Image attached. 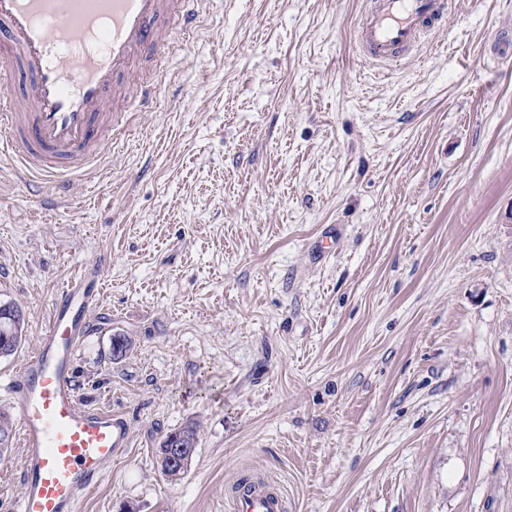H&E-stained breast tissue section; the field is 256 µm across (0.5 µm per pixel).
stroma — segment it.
<instances>
[{"mask_svg": "<svg viewBox=\"0 0 512 512\" xmlns=\"http://www.w3.org/2000/svg\"><path fill=\"white\" fill-rule=\"evenodd\" d=\"M368 7L209 0L65 204L0 156V303L27 336L0 378L105 261L75 372L131 453L78 512H225L249 471L295 512H512V0H453L389 70L356 46ZM171 436L179 437L183 443L187 445L188 448H182V447H169L168 441ZM168 447L170 448L168 456L170 457L169 463L173 464L174 462L177 463H184L178 466H170L168 464V458L166 457ZM191 448H197V440L195 437V432L192 427H185L181 430H177L174 432L168 433L164 439L161 442L160 448L157 449V465L160 470V472L168 477V478H174L177 476H180L185 472V469L188 466V463L191 461L192 457H190L193 453V450ZM190 457V458H189ZM189 458V459H188ZM188 459V460H187ZM187 460V461H186Z\"/></svg>", "mask_w": 512, "mask_h": 512, "instance_id": "obj_1", "label": "stroma"}]
</instances>
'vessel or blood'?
I'll return each instance as SVG.
<instances>
[{
  "mask_svg": "<svg viewBox=\"0 0 512 512\" xmlns=\"http://www.w3.org/2000/svg\"><path fill=\"white\" fill-rule=\"evenodd\" d=\"M444 0H372L356 31L358 48L390 68L416 54ZM198 0H0V61L19 58L29 82L0 92V153L25 182L66 194L71 182L112 150V126L125 110L117 78L140 99L158 83L136 69L141 58L171 54L170 28L192 32ZM100 270L83 268L57 292L32 354L9 379L21 439L22 492L10 512H77L81 495L127 457L130 426L114 411L83 404L74 369L90 332ZM226 512H288L271 479L244 475Z\"/></svg>",
  "mask_w": 512,
  "mask_h": 512,
  "instance_id": "b4317fda",
  "label": "vessel or blood"
}]
</instances>
